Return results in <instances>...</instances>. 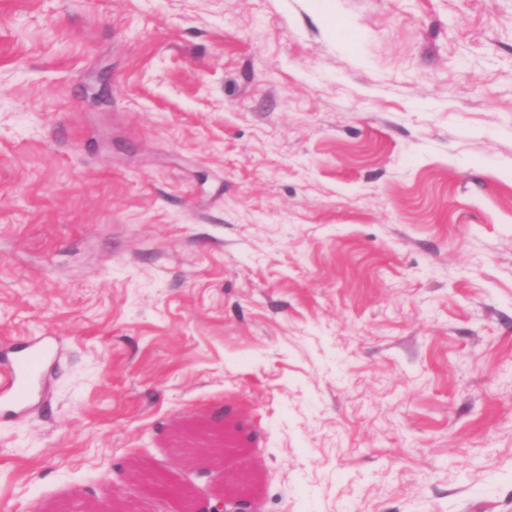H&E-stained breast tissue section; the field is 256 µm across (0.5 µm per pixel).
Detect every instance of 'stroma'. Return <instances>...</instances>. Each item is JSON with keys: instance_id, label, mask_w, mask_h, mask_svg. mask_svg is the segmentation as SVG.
I'll list each match as a JSON object with an SVG mask.
<instances>
[{"instance_id": "1", "label": "stroma", "mask_w": 512, "mask_h": 512, "mask_svg": "<svg viewBox=\"0 0 512 512\" xmlns=\"http://www.w3.org/2000/svg\"><path fill=\"white\" fill-rule=\"evenodd\" d=\"M35 336L0 512H512V0H0ZM186 448L183 454L185 459H196L199 456H218L224 454V439L219 443L214 441L213 435L208 431H202L197 445ZM183 458V459H184ZM146 485L154 492L164 496L176 497L183 501V510L188 512H258L251 500L235 491L222 490L206 501H197L188 490L170 485L152 476L146 479ZM214 502V504H211Z\"/></svg>"}]
</instances>
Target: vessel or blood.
I'll list each match as a JSON object with an SVG mask.
<instances>
[{"label":"vessel or blood","instance_id":"b4317fda","mask_svg":"<svg viewBox=\"0 0 512 512\" xmlns=\"http://www.w3.org/2000/svg\"><path fill=\"white\" fill-rule=\"evenodd\" d=\"M53 354V341L48 336L12 349L8 371L0 376V385L7 391L6 398L0 404L7 408H19L32 400Z\"/></svg>","mask_w":512,"mask_h":512}]
</instances>
